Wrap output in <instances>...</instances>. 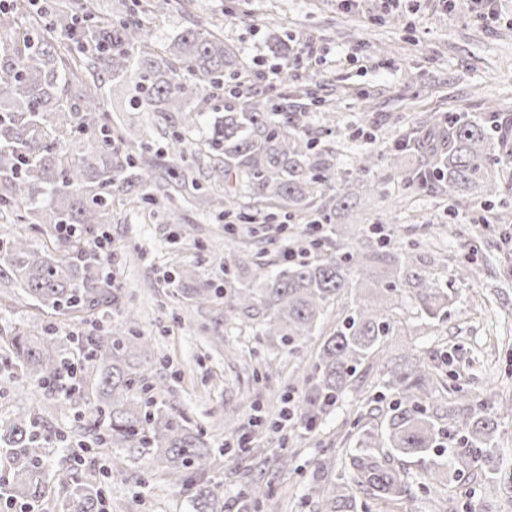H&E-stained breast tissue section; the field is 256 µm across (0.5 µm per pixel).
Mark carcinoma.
I'll list each match as a JSON object with an SVG mask.
<instances>
[{"label":"carcinoma","instance_id":"carcinoma-1","mask_svg":"<svg viewBox=\"0 0 512 512\" xmlns=\"http://www.w3.org/2000/svg\"><path fill=\"white\" fill-rule=\"evenodd\" d=\"M148 0H69L63 8L12 0L0 10V217L12 224H42L48 242L23 233L0 240V288H19L28 303L81 322L123 318L127 331L98 328L76 336L54 329L0 336L5 350L0 381L21 383L74 413L76 447L56 448L35 407L0 415V461L11 479L0 485V508L38 509L52 499L60 512H106L105 475L92 447L129 450L152 458L193 491V512H224L221 485L205 478L212 455L191 420L157 400L160 378L145 373L156 362L152 345L132 334L137 313L124 306L95 249L112 223L114 204L172 207L187 195L241 222L251 204L302 214L324 201L343 210L353 192L314 151L306 109L288 105L292 49L272 35L280 59L276 85L265 98L220 106L224 77L241 76L239 53L224 32L203 20L176 35L150 37ZM123 96L133 112H151L171 132L170 143L129 152L131 129L113 126L101 90ZM203 132L191 136L196 118ZM402 144L419 163L402 171L408 188L426 187L456 201L500 192L499 166L512 161L498 120L457 113L431 116ZM201 158L200 171L187 156ZM357 244L309 262L289 263L259 275L251 288L230 293L233 306L261 317L264 335L298 350L321 329L326 311L353 294L354 303L325 335L316 357L297 367L305 391L298 416L313 427L353 382L358 367L402 331L401 303L410 297L431 318L448 313L452 296L440 275L420 264L414 246L392 245L359 228ZM379 386L394 402L381 428L365 422L349 449L351 480L325 488L334 465L317 463L310 488L315 512H361L366 500L391 503L410 490V472L395 461L428 463L426 491L463 483L476 474L512 490V470L495 450L498 423L484 404L447 385L418 355L385 365ZM479 468L476 473L473 468ZM270 487L256 481L239 501L259 512Z\"/></svg>","mask_w":512,"mask_h":512}]
</instances>
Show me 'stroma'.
<instances>
[{
	"mask_svg": "<svg viewBox=\"0 0 512 512\" xmlns=\"http://www.w3.org/2000/svg\"><path fill=\"white\" fill-rule=\"evenodd\" d=\"M152 2L157 38L192 26L197 16L220 24L225 42L239 49L249 71L245 95L267 90L274 80L279 61L267 50L269 32L294 46L293 85L313 94L288 101L306 105L309 135L324 149L332 171L353 178L357 152L372 149L384 156L370 174L377 194L352 199L338 223L375 224L392 243H421L423 259H443L442 285L455 295L448 316L440 319L403 301L405 329L387 338L382 360L411 353L432 360L446 383L460 385L492 411L512 400V168L502 175L499 195L458 206L404 187L401 171L418 158L397 153L423 117L456 112L496 113L512 149V0H502L503 19L496 23L472 15L468 0L451 7L441 0H409L393 11L380 0H363L355 12L336 0H197L192 17L176 13L167 0ZM394 15L399 25H392ZM329 112L335 115L331 124L325 119ZM110 229L112 286L140 312L137 331L158 359L149 374L165 379L166 405L189 416L215 449L208 477L221 484L227 505L236 507L241 490L259 479L272 489L266 512H313L308 493L319 460H334L330 482L351 477L342 440L355 432L368 399L377 395L378 375L358 371L313 432L281 423L256 437L250 456L228 453L233 436L225 413L234 412L246 432L255 413L278 421L288 404H302L295 369L316 355L320 339L311 337L292 353L277 337L263 335L258 319L244 320L223 301L201 306L177 292L186 264L195 265L198 283L223 287L224 260L241 246L252 264L236 272L233 287L252 285L255 263L276 271L283 262L278 225L257 214L228 232L215 212L181 202L155 215L114 206ZM462 263L478 273L467 285L456 277ZM34 325L85 330L15 298L0 302V336ZM284 449L293 458L283 467L278 456ZM98 463L112 470L109 512H192L186 487L150 458L119 463L103 454ZM409 470V494L388 509L368 502V512H456L446 497L422 489L420 464ZM461 491L473 512H512V490L503 485L477 479Z\"/></svg>",
	"mask_w": 512,
	"mask_h": 512,
	"instance_id": "35a3bbf8",
	"label": "stroma"
}]
</instances>
